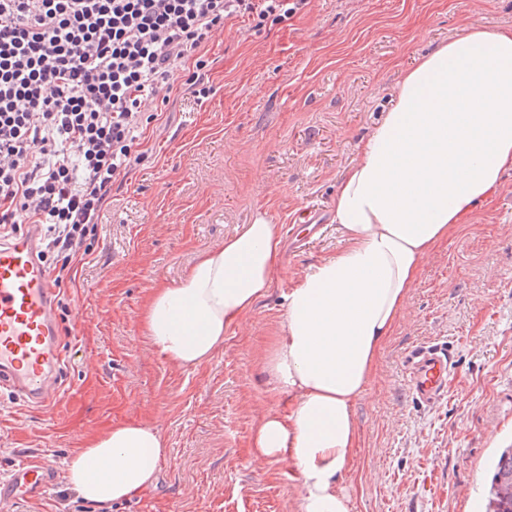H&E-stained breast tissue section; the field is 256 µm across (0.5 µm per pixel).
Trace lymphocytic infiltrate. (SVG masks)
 I'll list each match as a JSON object with an SVG mask.
<instances>
[{"label": "lymphocytic infiltrate", "mask_w": 512, "mask_h": 512, "mask_svg": "<svg viewBox=\"0 0 512 512\" xmlns=\"http://www.w3.org/2000/svg\"><path fill=\"white\" fill-rule=\"evenodd\" d=\"M306 0H0V237L43 229L56 284L89 253L112 184L143 158L145 99L176 72L208 97L205 49L244 14Z\"/></svg>", "instance_id": "lymphocytic-infiltrate-1"}]
</instances>
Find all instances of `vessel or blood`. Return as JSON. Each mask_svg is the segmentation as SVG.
Masks as SVG:
<instances>
[{
    "label": "vessel or blood",
    "instance_id": "vessel-or-blood-1",
    "mask_svg": "<svg viewBox=\"0 0 512 512\" xmlns=\"http://www.w3.org/2000/svg\"><path fill=\"white\" fill-rule=\"evenodd\" d=\"M41 227L0 240V389L30 406H51L60 390L62 354L55 322L56 290L40 257ZM452 358L447 348L423 345L409 355L406 380L416 399L431 404L448 390ZM46 461L20 462L0 481V512L41 500L59 482Z\"/></svg>",
    "mask_w": 512,
    "mask_h": 512
}]
</instances>
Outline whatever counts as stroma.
<instances>
[{"label": "stroma", "mask_w": 512, "mask_h": 512, "mask_svg": "<svg viewBox=\"0 0 512 512\" xmlns=\"http://www.w3.org/2000/svg\"><path fill=\"white\" fill-rule=\"evenodd\" d=\"M477 23L512 27V0H311L285 21L226 22L207 48L208 99L175 79L143 131L145 160L113 184L61 298L60 397L35 411L0 393V479L26 459L63 466L84 438L139 422L167 443L159 481L110 512H295V475L251 455L256 417L288 402L261 358L289 288L343 245L333 200L404 69ZM260 210L284 230L272 288L208 362L170 364L141 330L150 289L178 283ZM408 312L355 406V512H481L470 493L512 444V170L427 258ZM432 341L453 365L447 396L425 405L406 384V354Z\"/></svg>", "instance_id": "stroma-1"}]
</instances>
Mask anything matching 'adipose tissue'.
<instances>
[{"label":"adipose tissue","instance_id":"adipose-tissue-1","mask_svg":"<svg viewBox=\"0 0 512 512\" xmlns=\"http://www.w3.org/2000/svg\"><path fill=\"white\" fill-rule=\"evenodd\" d=\"M512 169V28L469 26L405 70L391 108L340 182L332 221L345 241L290 288L261 368L286 410L255 421L251 453L298 474L297 512H354L343 484L359 443L355 405L403 316L423 262L501 189ZM283 228L256 212L203 251L175 285L157 284L141 326L181 368L207 361L266 295ZM160 431L119 423L65 462L68 483L107 512L154 487Z\"/></svg>","mask_w":512,"mask_h":512}]
</instances>
